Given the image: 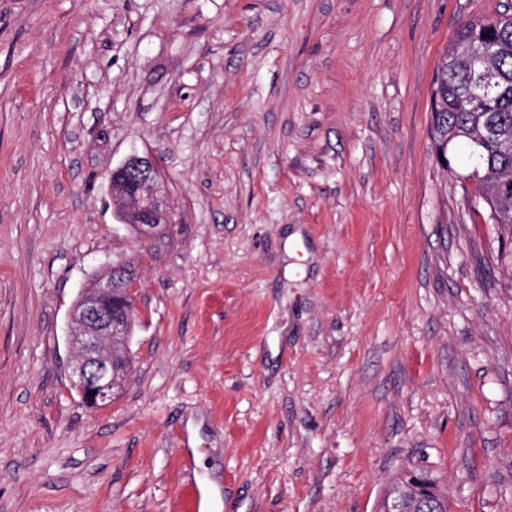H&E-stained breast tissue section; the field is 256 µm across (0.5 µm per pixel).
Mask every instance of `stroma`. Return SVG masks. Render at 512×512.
I'll use <instances>...</instances> for the list:
<instances>
[{
	"label": "stroma",
	"mask_w": 512,
	"mask_h": 512,
	"mask_svg": "<svg viewBox=\"0 0 512 512\" xmlns=\"http://www.w3.org/2000/svg\"><path fill=\"white\" fill-rule=\"evenodd\" d=\"M511 5L0 0V512H379L419 455L512 512V227L430 134L449 37ZM135 152L178 223L92 412L67 323L138 252Z\"/></svg>",
	"instance_id": "1"
}]
</instances>
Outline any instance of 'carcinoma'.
<instances>
[{
  "mask_svg": "<svg viewBox=\"0 0 512 512\" xmlns=\"http://www.w3.org/2000/svg\"><path fill=\"white\" fill-rule=\"evenodd\" d=\"M489 43V65L498 86L483 87L476 79L465 49ZM431 135L435 145L448 148L464 142L470 169L464 178L475 184L476 198L490 210L496 224L512 227V16L470 19L462 23L446 46L434 73L431 96ZM425 477L432 498L417 497L410 480ZM399 496L406 512H448V498L422 461H410L391 486L386 501Z\"/></svg>",
  "mask_w": 512,
  "mask_h": 512,
  "instance_id": "1",
  "label": "carcinoma"
}]
</instances>
